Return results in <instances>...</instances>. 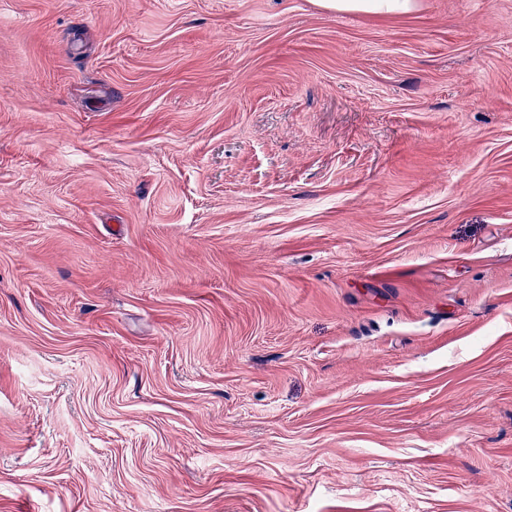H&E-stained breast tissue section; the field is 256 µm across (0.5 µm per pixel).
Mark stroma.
Masks as SVG:
<instances>
[{
  "instance_id": "35a3bbf8",
  "label": "stroma",
  "mask_w": 512,
  "mask_h": 512,
  "mask_svg": "<svg viewBox=\"0 0 512 512\" xmlns=\"http://www.w3.org/2000/svg\"><path fill=\"white\" fill-rule=\"evenodd\" d=\"M0 512H512V0H0ZM327 10L343 13L369 15H404L414 11L417 0H317Z\"/></svg>"
}]
</instances>
